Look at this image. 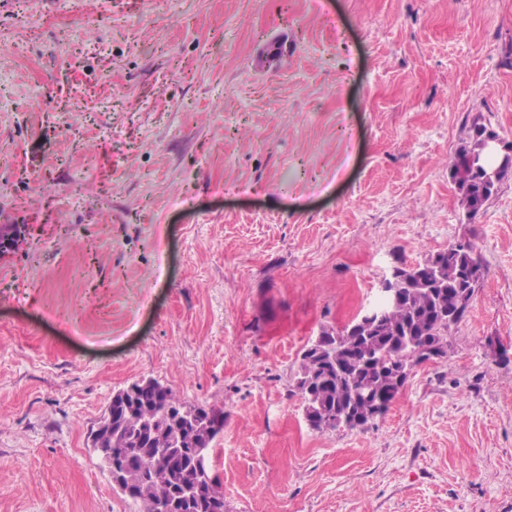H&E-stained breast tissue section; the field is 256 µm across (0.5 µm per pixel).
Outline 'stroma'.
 Returning a JSON list of instances; mask_svg holds the SVG:
<instances>
[{
  "instance_id": "1",
  "label": "stroma",
  "mask_w": 512,
  "mask_h": 512,
  "mask_svg": "<svg viewBox=\"0 0 512 512\" xmlns=\"http://www.w3.org/2000/svg\"><path fill=\"white\" fill-rule=\"evenodd\" d=\"M512 0H0V512H139L91 445L141 379L224 411L226 512H512ZM486 273L362 431L294 373L400 265ZM484 133L483 128L474 129L471 146L456 154L450 164V176L456 186L459 203L471 217L480 212L484 203L495 192L497 185L512 175V166H501L494 179L490 175V171L498 164H490L477 154ZM501 144L497 136L488 134L481 144V153L488 157H500L501 164L512 162V149ZM473 156L476 157L474 160Z\"/></svg>"
}]
</instances>
